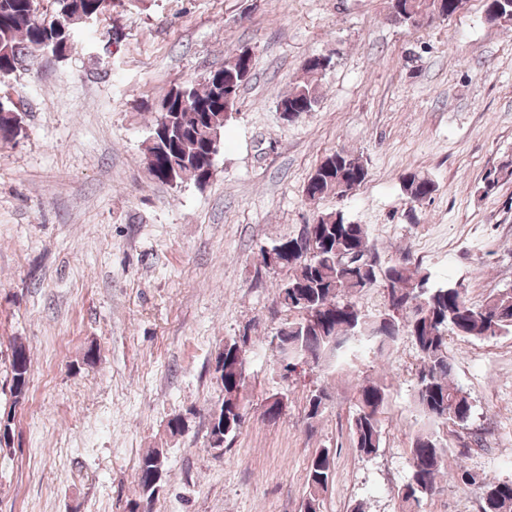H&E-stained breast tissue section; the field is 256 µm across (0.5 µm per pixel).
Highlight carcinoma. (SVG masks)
Wrapping results in <instances>:
<instances>
[{"instance_id":"obj_1","label":"carcinoma","mask_w":512,"mask_h":512,"mask_svg":"<svg viewBox=\"0 0 512 512\" xmlns=\"http://www.w3.org/2000/svg\"><path fill=\"white\" fill-rule=\"evenodd\" d=\"M116 0H55L50 17L36 14V0H0V77L16 68V50L38 52L36 46L55 43L60 55L71 48L74 29L83 18L95 20L115 6ZM411 6L433 17H451L453 0H390L392 21L411 26L410 16L399 6ZM485 17L492 24L512 25V0H485ZM224 80L211 75L199 81L173 84L154 105L155 125L170 130V139L145 141L143 163L148 175L168 184H198L197 170L214 165L226 122L234 110L242 87L238 57L222 67ZM320 98L319 84L305 80L278 97L277 104L301 101L304 111L315 110ZM22 133L16 117L0 103V141L10 142ZM368 169L362 159L346 151L323 158L303 188L311 201L333 196L347 197L355 184L362 183ZM403 194L412 203H421L435 191L434 182L415 172L401 175ZM315 245L302 246L298 236L283 237L271 245L276 255L288 250L287 276L277 284L275 304L288 312L276 335L283 345L282 377L299 364L325 368L358 358L367 350L380 356L388 353L396 340L409 336L418 356L413 403L422 426L410 441L409 476L397 489L401 512H420L428 497L440 490V478H452L481 492L482 512H512V480L478 475L462 466L448 471L447 444L440 435L444 427L455 435L468 430L473 412L470 394L452 380L448 361V337L491 340L512 334V288L489 292L481 301L468 298L461 282L435 284L432 274L410 258L381 263L362 224L351 222L341 210L322 213L312 224ZM372 258V265L364 259ZM381 290L383 307L376 314L365 312L358 303L362 293ZM247 337L229 339L224 352L214 361L217 390L224 395L217 428L227 439L240 430L248 411L246 383L241 381L242 346ZM31 355L18 340L11 344L10 393L14 402L26 397ZM389 385L379 378L358 385L356 412L350 433L357 450L366 456L377 454L383 441L382 415ZM327 394L317 389L308 396L307 416L314 420L325 409ZM166 469L163 449L151 448L139 460V498L130 512H139L158 494L153 477ZM332 475L329 452L315 453L308 467V495L304 512H318Z\"/></svg>"}]
</instances>
